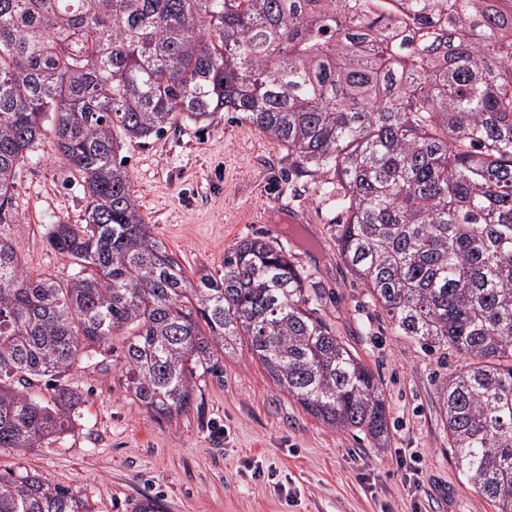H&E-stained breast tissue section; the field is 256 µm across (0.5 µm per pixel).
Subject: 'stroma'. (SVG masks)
I'll list each match as a JSON object with an SVG mask.
<instances>
[{"instance_id":"35a3bbf8","label":"stroma","mask_w":512,"mask_h":512,"mask_svg":"<svg viewBox=\"0 0 512 512\" xmlns=\"http://www.w3.org/2000/svg\"><path fill=\"white\" fill-rule=\"evenodd\" d=\"M122 154L145 223L191 280L224 273V252L292 220L314 241L289 238L299 269L323 288V314L379 376L388 433L323 425L280 391L247 349L224 356V377L204 375L186 414L158 421L126 392L120 352L73 370L83 402L71 429L40 448H0V470L36 472L79 490L93 512H133L157 498L163 512H497L457 469L440 390L463 362L399 335L338 255L340 214L327 176L287 177L288 151L233 112L207 127L177 121ZM84 182L41 137L21 166L0 223L31 273L72 274L48 243L53 224L81 223Z\"/></svg>"}]
</instances>
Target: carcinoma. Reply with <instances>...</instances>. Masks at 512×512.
Returning a JSON list of instances; mask_svg holds the SVG:
<instances>
[{
	"mask_svg": "<svg viewBox=\"0 0 512 512\" xmlns=\"http://www.w3.org/2000/svg\"><path fill=\"white\" fill-rule=\"evenodd\" d=\"M239 112L329 173L338 252L395 330L467 361L440 401L457 467L512 512V10L500 0H0V222L51 132L85 183L82 224H52L77 273L32 277L0 239V448L61 437L64 379L121 340L126 389L171 421L198 375L247 347L334 430L387 434L380 380L322 313L288 246L262 235L189 280L145 224L126 143ZM49 400L29 394L38 384ZM0 512H92L85 496L0 472Z\"/></svg>",
	"mask_w": 512,
	"mask_h": 512,
	"instance_id": "carcinoma-1",
	"label": "carcinoma"
}]
</instances>
